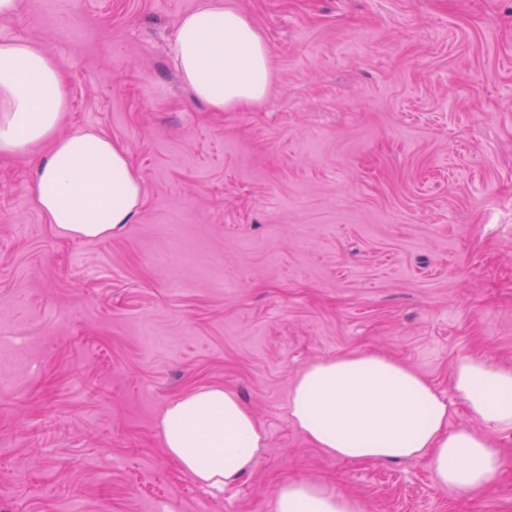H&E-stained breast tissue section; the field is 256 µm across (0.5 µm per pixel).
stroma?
Returning <instances> with one entry per match:
<instances>
[{
	"label": "stroma",
	"mask_w": 512,
	"mask_h": 512,
	"mask_svg": "<svg viewBox=\"0 0 512 512\" xmlns=\"http://www.w3.org/2000/svg\"><path fill=\"white\" fill-rule=\"evenodd\" d=\"M36 0L0 35L58 64L60 134L96 128L142 180L129 224L63 236L31 183L48 144L0 151V512H267L287 479L369 512H512L502 468L464 497L427 459L348 463L288 415L306 367L369 351L426 377L468 424L454 364L512 370V0H220L271 49L263 100L211 111L172 55L203 0ZM235 390L267 436L237 483L204 490L159 419Z\"/></svg>",
	"instance_id": "stroma-1"
}]
</instances>
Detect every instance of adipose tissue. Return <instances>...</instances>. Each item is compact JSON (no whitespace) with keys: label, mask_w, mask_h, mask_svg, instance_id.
<instances>
[{"label":"adipose tissue","mask_w":512,"mask_h":512,"mask_svg":"<svg viewBox=\"0 0 512 512\" xmlns=\"http://www.w3.org/2000/svg\"><path fill=\"white\" fill-rule=\"evenodd\" d=\"M174 61L194 95L217 111L265 97L270 50L240 10L208 0L179 21ZM67 107L57 63L25 41L0 42V149L23 151L39 142L51 150L31 192L62 235L102 238L130 223L142 192L125 153L93 129L59 136ZM456 398L471 425H448V403L412 368L372 352L314 363L294 382L293 424L327 456L350 462L428 459L440 487L463 495L494 484L501 462L475 424L512 432V371L480 357L459 360ZM160 432L167 456L199 485L221 489L259 462L265 436L232 390L211 386L165 408ZM277 512H366L364 502L304 479L282 482Z\"/></svg>","instance_id":"obj_1"}]
</instances>
